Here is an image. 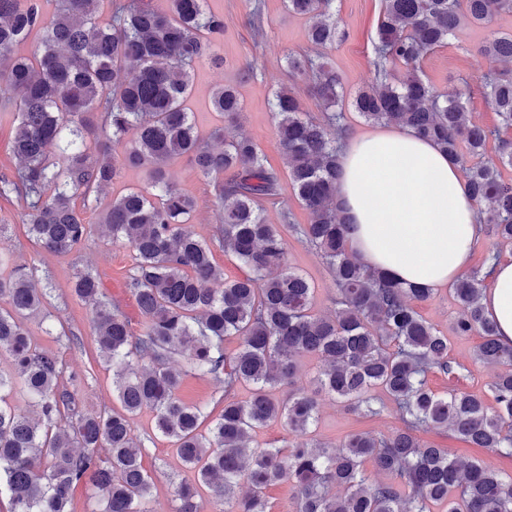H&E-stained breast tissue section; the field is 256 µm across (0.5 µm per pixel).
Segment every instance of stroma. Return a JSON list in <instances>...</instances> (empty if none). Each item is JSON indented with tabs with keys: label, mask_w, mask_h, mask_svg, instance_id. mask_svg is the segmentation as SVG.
Wrapping results in <instances>:
<instances>
[{
	"label": "stroma",
	"mask_w": 512,
	"mask_h": 512,
	"mask_svg": "<svg viewBox=\"0 0 512 512\" xmlns=\"http://www.w3.org/2000/svg\"><path fill=\"white\" fill-rule=\"evenodd\" d=\"M262 5L264 30L258 35L248 22L249 0H206L207 9L224 18V36L215 47L224 63L219 67L212 66L207 59L197 63L190 107L196 115L200 133H208L219 122L209 109L213 89L222 84L237 87L242 103L241 117L238 125L225 129V138L251 139L260 147L266 166L282 174L278 202L266 208L268 222L281 224L282 213L287 210L295 223L306 224L310 214L284 179L287 169L277 137L272 103L276 91L290 82L288 54H305L310 50L306 37L308 21L288 13L284 0H262ZM383 8L384 0H336V15L346 36L327 50L326 59L341 75L348 95H355L372 80L373 44ZM495 32H512V14L497 16L484 28L462 27L447 44L428 54L421 64L423 78L440 91H460L473 120L492 129L499 127L500 119L485 97L483 81L493 64L481 55L479 48ZM168 171L171 181L196 200L191 217L193 231L200 239L210 240L219 222L212 184L201 179L184 160L170 163ZM23 212L24 203L19 198L0 197V236L11 249L14 264L34 267L40 286L47 289L48 308L54 316L52 329L48 332L37 321L27 320L30 334L40 348L55 353L63 383L78 379L76 398L83 410L111 409L117 404L112 390V374L100 357L91 310L72 294L71 286L77 271H92L99 277L108 301L127 317L132 329H140L142 317L126 287L133 254L129 247L97 234L69 253L47 252L29 234ZM287 243L289 264L303 272L314 289V311L324 315L331 313L337 291L319 253L309 243L292 236L288 237ZM416 309L447 333L448 359L455 369L451 375L429 374L430 388L440 395L453 387L487 392L493 372L473 360L482 338L475 334H452L458 306L448 289L436 290L427 301L417 303ZM400 425L393 405H386L380 415L365 417L324 397L320 400L315 437L335 444L355 432L387 436ZM135 433L144 442L143 465L154 482L150 512H175V489L180 484L194 482V472L182 467L171 442L156 434L151 413L145 411L136 417ZM424 438L437 447L448 449L450 455L477 458L512 474V457L471 447L452 432L431 431L425 433Z\"/></svg>",
	"instance_id": "1"
}]
</instances>
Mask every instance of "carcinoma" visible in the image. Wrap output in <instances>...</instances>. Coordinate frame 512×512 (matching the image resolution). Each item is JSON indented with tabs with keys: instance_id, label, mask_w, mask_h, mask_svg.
<instances>
[{
	"instance_id": "carcinoma-1",
	"label": "carcinoma",
	"mask_w": 512,
	"mask_h": 512,
	"mask_svg": "<svg viewBox=\"0 0 512 512\" xmlns=\"http://www.w3.org/2000/svg\"><path fill=\"white\" fill-rule=\"evenodd\" d=\"M54 2L48 16L42 0H0V100L16 108L19 158L14 176L0 180V194L24 201L30 232L47 251L70 252L97 226L128 246L134 264L127 288L142 326L133 333L94 274H75L74 294L91 309L121 404L119 411H79L75 393L60 384L57 356L38 348L23 323L52 320L46 289L33 271L0 255V355L10 359L0 371V498H8L9 512H69L81 482L103 503L100 512H150L154 482L133 428L145 409L156 433L196 473L195 483L178 487L176 512H200L202 488L213 512H267L265 492L282 482L299 512H512L511 475L453 458L421 437L449 429L475 448L512 457V348L498 342L484 316L485 276L473 271L451 285L459 307L453 330L483 339L475 361L496 369L493 412L478 394L429 388V372L454 373L448 337L414 307L429 293L388 281L345 247L336 183L348 125L336 111L341 76L323 53L345 37L335 0H286L288 12L308 19L307 39L320 49L314 58L288 55V71L294 82L311 81L324 117L303 111L293 85L274 102L288 177L311 215L291 229L316 247L336 283L329 315L313 311L314 288L288 265L287 243L264 216L279 195V174L251 140L224 141L222 126L204 140L187 106L194 64L221 61L213 47L224 36V17L206 11V0H168L165 10L152 0ZM384 2L373 82L356 94L355 110L369 123L433 139L462 168L477 205L489 206L493 235L511 242L512 181L479 158L494 138L501 163L512 167V140L475 123L461 95L440 92L420 75V62L462 25L512 14V0ZM34 34L33 55H11ZM479 51L501 64L485 82L486 97L512 128V34L493 36ZM211 107L227 121L242 111L231 86L215 87ZM54 144L61 147L57 160L48 153ZM118 145L124 151L112 154ZM178 159L213 181L220 224L208 242L190 229L193 199L168 181L166 167ZM124 168L145 170L147 188L114 197L100 224L87 223L74 197L106 190ZM216 248L235 257L244 275L224 279L213 262ZM231 337L238 347L229 353ZM304 356L322 360L309 387L296 376ZM188 374L223 386L215 418L180 398ZM243 385L250 392L240 400ZM283 385L290 391L279 399L275 390ZM377 390L402 422L392 435L361 432L336 444L313 437L320 396L373 416L384 408ZM271 422L284 423L296 440L250 447ZM373 470L392 480L372 479ZM242 480L250 487L244 496L237 493Z\"/></svg>"
}]
</instances>
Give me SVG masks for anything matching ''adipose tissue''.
<instances>
[{
  "instance_id": "obj_1",
  "label": "adipose tissue",
  "mask_w": 512,
  "mask_h": 512,
  "mask_svg": "<svg viewBox=\"0 0 512 512\" xmlns=\"http://www.w3.org/2000/svg\"><path fill=\"white\" fill-rule=\"evenodd\" d=\"M339 164L351 254L432 291L464 274L480 241L476 204L459 165L433 141L384 127L345 141ZM481 306L499 343L512 346V258L489 263Z\"/></svg>"
}]
</instances>
